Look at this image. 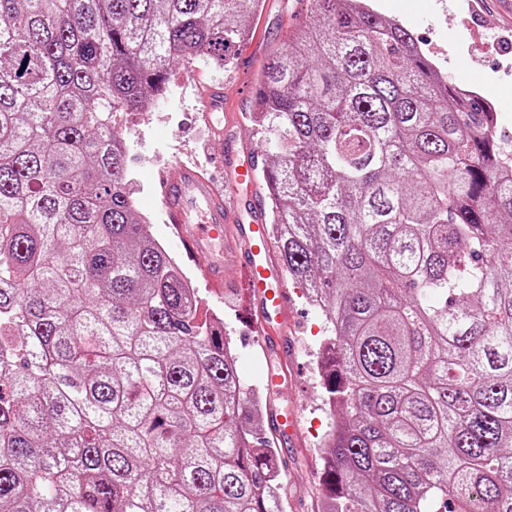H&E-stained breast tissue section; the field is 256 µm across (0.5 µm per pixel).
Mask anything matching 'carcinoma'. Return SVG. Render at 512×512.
Returning a JSON list of instances; mask_svg holds the SVG:
<instances>
[{
    "instance_id": "1",
    "label": "carcinoma",
    "mask_w": 512,
    "mask_h": 512,
    "mask_svg": "<svg viewBox=\"0 0 512 512\" xmlns=\"http://www.w3.org/2000/svg\"><path fill=\"white\" fill-rule=\"evenodd\" d=\"M255 124L317 303L322 512H512V154L371 0H307ZM264 0H0V512H283L224 322L130 191L112 115L224 69Z\"/></svg>"
}]
</instances>
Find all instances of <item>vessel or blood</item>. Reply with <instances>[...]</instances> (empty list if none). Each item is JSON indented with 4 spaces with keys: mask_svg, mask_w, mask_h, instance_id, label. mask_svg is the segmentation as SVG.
Returning a JSON list of instances; mask_svg holds the SVG:
<instances>
[{
    "mask_svg": "<svg viewBox=\"0 0 512 512\" xmlns=\"http://www.w3.org/2000/svg\"><path fill=\"white\" fill-rule=\"evenodd\" d=\"M198 113L211 136L223 138L231 124L223 87L200 93ZM260 162V149L240 151L227 142L215 157L216 172L179 164L162 176L159 202L176 230L177 245L198 261L209 283L223 288L227 265L240 268L265 360L267 426L279 447L295 452L302 446L300 410L286 398L294 381L295 345L288 339L293 310L265 208L257 199Z\"/></svg>",
    "mask_w": 512,
    "mask_h": 512,
    "instance_id": "vessel-or-blood-1",
    "label": "vessel or blood"
}]
</instances>
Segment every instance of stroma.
Masks as SVG:
<instances>
[{
    "label": "stroma",
    "instance_id": "stroma-1",
    "mask_svg": "<svg viewBox=\"0 0 512 512\" xmlns=\"http://www.w3.org/2000/svg\"><path fill=\"white\" fill-rule=\"evenodd\" d=\"M375 8L400 21L421 43L448 82L476 91L498 112V128L512 134V18L501 13L500 0H373ZM247 23L255 36L250 59H236L226 70L199 63L179 66L170 74L169 91L137 112L132 126L122 131L129 148L128 176L135 190L137 211L153 215L152 231L161 246L197 289L202 308L224 321V329L239 354L237 368L249 397L266 401L261 376L263 355L249 344L250 331L241 311L242 297L232 279L223 296H216L196 265L177 246L159 205L160 173L184 162L213 170V158L221 146L211 141L206 125L195 118L200 88L223 82L226 109L234 123L229 136L240 145L262 144L263 137L251 119L252 97L237 95L243 81H255L260 62L270 44L283 39L289 18L282 0H265L264 8ZM299 322L292 331L296 356L302 368L298 402L305 432V454L295 459L288 476V496L283 512H318L316 489L320 436L331 423L318 370L313 358L324 338L321 312L312 307L304 292L292 288Z\"/></svg>",
    "mask_w": 512,
    "mask_h": 512
}]
</instances>
